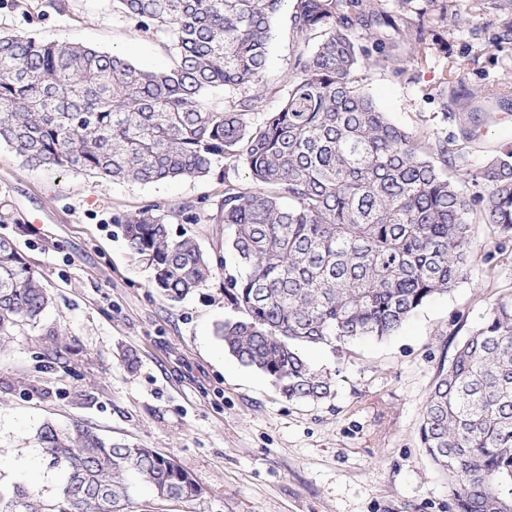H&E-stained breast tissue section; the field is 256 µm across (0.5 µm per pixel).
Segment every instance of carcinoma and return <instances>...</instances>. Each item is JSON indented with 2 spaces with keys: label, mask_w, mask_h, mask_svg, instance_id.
<instances>
[{
  "label": "carcinoma",
  "mask_w": 512,
  "mask_h": 512,
  "mask_svg": "<svg viewBox=\"0 0 512 512\" xmlns=\"http://www.w3.org/2000/svg\"><path fill=\"white\" fill-rule=\"evenodd\" d=\"M282 2L112 0L113 13L165 36L171 63L160 71L92 47L1 35L0 142L34 167L106 183L201 179L224 159L244 166L250 185L224 178V255L173 236L151 208L126 219L124 238L171 301L224 272L232 311L217 329L224 349L286 398L319 400L330 381L302 347L393 335L463 280L472 225H491L500 251L512 242V148L472 171L455 140L421 141L354 84L362 63L395 65L402 43L429 48L411 0L391 11L376 0H292L287 95L250 122L267 92ZM489 2L499 13L493 40L512 42V0ZM216 88L230 95L229 108L208 103ZM450 93L475 96L459 73L442 76L431 97ZM470 181L484 192L467 195ZM50 304L39 276L1 238L0 345ZM419 433L447 475L452 512H512V292L440 369ZM35 440L49 467L60 464L57 493L44 498L16 482L0 489V512H130L138 485L157 502L200 495L173 457L80 424L46 421Z\"/></svg>",
  "instance_id": "1"
}]
</instances>
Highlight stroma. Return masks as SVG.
I'll return each instance as SVG.
<instances>
[{"label": "stroma", "instance_id": "obj_1", "mask_svg": "<svg viewBox=\"0 0 512 512\" xmlns=\"http://www.w3.org/2000/svg\"><path fill=\"white\" fill-rule=\"evenodd\" d=\"M412 0L433 44L426 57L401 45L397 69L359 67L352 78L398 126L423 141L458 136L472 169L512 146V112L496 93L512 79V44L468 23L472 0ZM0 34L38 43L82 44L162 70L165 40L112 12V0H0ZM288 13L274 21L268 89L254 121L278 111L288 89ZM479 91L471 107L429 92L451 67ZM248 184L243 166L217 163L208 177L140 184L102 183L83 172L29 166L0 144V237L11 240L46 285L52 304L0 347V484L22 480L52 495L34 434L43 422L82 424L102 436L174 457L202 491L158 512H448V485L419 438L424 405L463 330L512 290V246L492 262V228H472L468 274L434 296L392 336L303 349L332 381L330 397L285 398L272 381L224 350L215 326L229 311L216 276L173 302L152 285L146 261L127 246L125 219L152 206L173 233L201 249L224 248L216 217L224 181ZM67 343L55 357L52 339ZM135 365H128L127 357Z\"/></svg>", "mask_w": 512, "mask_h": 512}]
</instances>
